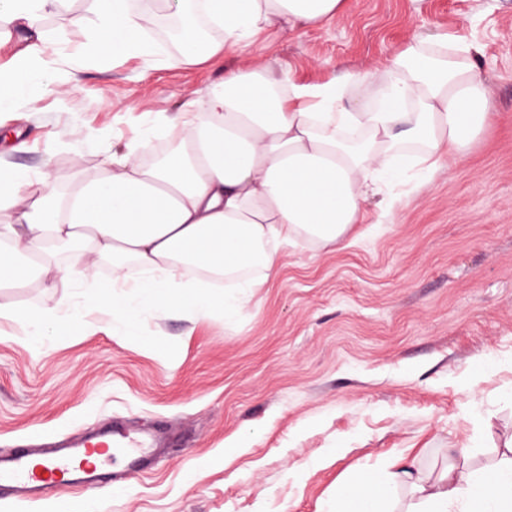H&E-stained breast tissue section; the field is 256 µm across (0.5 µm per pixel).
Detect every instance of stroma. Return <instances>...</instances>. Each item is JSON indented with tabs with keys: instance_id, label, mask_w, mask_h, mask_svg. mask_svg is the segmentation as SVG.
Listing matches in <instances>:
<instances>
[{
	"instance_id": "35a3bbf8",
	"label": "stroma",
	"mask_w": 512,
	"mask_h": 512,
	"mask_svg": "<svg viewBox=\"0 0 512 512\" xmlns=\"http://www.w3.org/2000/svg\"><path fill=\"white\" fill-rule=\"evenodd\" d=\"M86 0L49 16L55 80L80 68L60 98L44 83L0 112V164L44 174L67 192L122 153L157 113L175 115L228 68L324 84L387 60L419 34L478 48L496 121L462 158L403 173L369 200L355 242L282 249L279 276L240 310L191 318L132 299L126 322L97 306L111 283L39 277L0 291L25 307L67 299L83 325L66 340L0 321V451L38 432L120 423L156 426L162 461L111 494L79 488L0 512H335L362 470L447 456L477 469L512 443V0H346L342 17L288 35L275 29L224 58L188 66L160 24L143 58L85 61ZM152 337L139 348L134 339Z\"/></svg>"
}]
</instances>
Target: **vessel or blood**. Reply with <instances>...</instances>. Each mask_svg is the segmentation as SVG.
I'll list each match as a JSON object with an SVG mask.
<instances>
[{"label":"vessel or blood","instance_id":"1","mask_svg":"<svg viewBox=\"0 0 512 512\" xmlns=\"http://www.w3.org/2000/svg\"><path fill=\"white\" fill-rule=\"evenodd\" d=\"M119 447L122 467L105 471L96 456ZM158 460L155 437L145 431L90 430L82 437L61 436L40 446L0 453V493L20 501L35 500L60 487L94 489L153 467Z\"/></svg>","mask_w":512,"mask_h":512}]
</instances>
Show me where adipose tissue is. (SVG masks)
<instances>
[{"label":"adipose tissue","instance_id":"1","mask_svg":"<svg viewBox=\"0 0 512 512\" xmlns=\"http://www.w3.org/2000/svg\"><path fill=\"white\" fill-rule=\"evenodd\" d=\"M205 22L224 31L220 44L202 42L196 26L180 33L182 62L209 61L247 45L259 31H295L340 16L344 0H198ZM67 0H0V32L23 34L25 46L0 67V112L26 101L36 79L47 77L45 19ZM93 16L85 57L118 59L153 54L145 35L149 10L132 0H89ZM372 88V106H348L358 85ZM203 114H196V104ZM493 118L488 89L478 74L477 50L447 35H418L385 65L320 84L279 88L260 70L228 69L224 81L185 101L176 118L184 132L166 153L149 138L63 194L25 168L0 166V288L28 283L53 250L72 259L64 275L91 279L100 258L112 260V286L99 304L131 319V296L198 316L233 312L278 275L279 251L308 240L318 248L348 244L364 223V203L388 179L421 164L436 170L463 156ZM141 271L130 279L124 265ZM215 278L240 279L244 294L218 296L181 278L184 267ZM31 327L79 322L66 300L37 310L0 303V320ZM372 488L346 484L336 512H392L399 487L417 494L406 512H512V456L490 470L450 463L429 472L406 462L371 474Z\"/></svg>","mask_w":512,"mask_h":512}]
</instances>
